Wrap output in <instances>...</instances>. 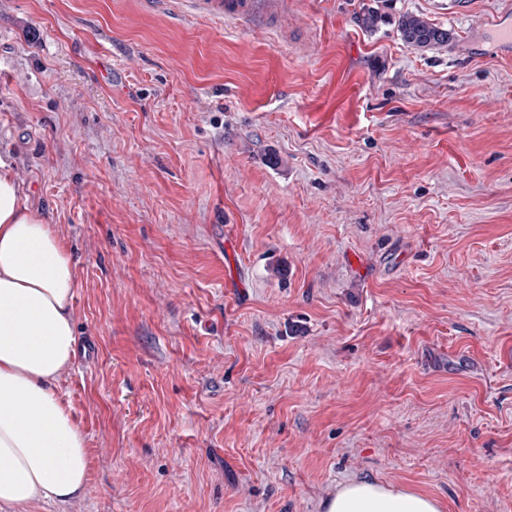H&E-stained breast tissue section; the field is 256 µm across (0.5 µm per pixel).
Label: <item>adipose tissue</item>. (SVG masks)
I'll return each instance as SVG.
<instances>
[{"label": "adipose tissue", "mask_w": 512, "mask_h": 512, "mask_svg": "<svg viewBox=\"0 0 512 512\" xmlns=\"http://www.w3.org/2000/svg\"><path fill=\"white\" fill-rule=\"evenodd\" d=\"M76 266L66 239L24 201L0 165V512L70 503L89 474L87 439L57 390L77 353ZM325 512H441L402 487L357 480Z\"/></svg>", "instance_id": "1"}]
</instances>
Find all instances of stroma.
<instances>
[{"mask_svg": "<svg viewBox=\"0 0 512 512\" xmlns=\"http://www.w3.org/2000/svg\"><path fill=\"white\" fill-rule=\"evenodd\" d=\"M508 27L512 0H0V163L77 269L90 472L43 512H324L356 479L512 512ZM254 3V0H207L203 5L219 19L242 21L253 14ZM396 23L406 44L434 48L448 43V30L438 27L420 15L404 13L398 17Z\"/></svg>", "mask_w": 512, "mask_h": 512, "instance_id": "obj_1", "label": "stroma"}]
</instances>
